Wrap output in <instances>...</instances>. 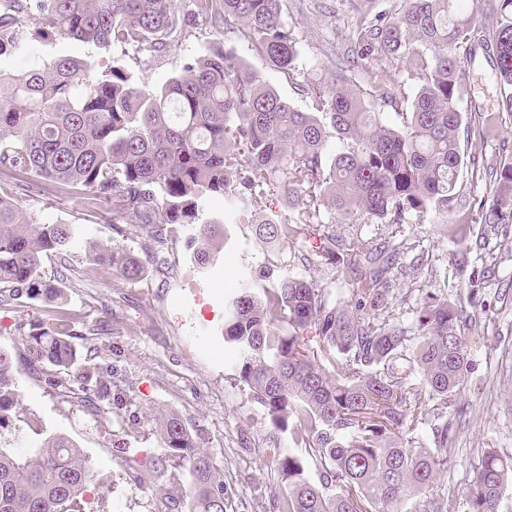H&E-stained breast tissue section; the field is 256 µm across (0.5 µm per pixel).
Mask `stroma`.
I'll return each mask as SVG.
<instances>
[{
	"mask_svg": "<svg viewBox=\"0 0 512 512\" xmlns=\"http://www.w3.org/2000/svg\"><path fill=\"white\" fill-rule=\"evenodd\" d=\"M284 12L298 39L302 69L292 80L267 65L238 29L202 23L178 30L166 49L151 54L44 38L28 23L15 48L0 56V71H22L47 58L89 56L98 71L117 66L133 82L157 88L187 62L220 45L257 70L285 101L304 110L310 103L308 85L327 79L334 52L344 49L333 40L343 20L332 11L310 10L307 0H284ZM462 81L469 91L462 103L465 117L496 109V74L483 57L463 61ZM0 194L15 197L36 223L81 227V237L68 248L78 277L65 290L64 306L85 320L108 325L107 339L122 368L117 383L123 392L111 413L98 418L49 384L45 370H20V410L0 428V447L26 457L46 437L65 434L82 448L95 472L86 492L89 512H152L156 498L177 493L189 482L184 469L159 473L152 466L164 449L151 417L156 410L172 408L223 470L229 512H261L277 480L274 455L291 446L292 439L273 428L239 378L221 333L224 298L241 275L268 263H285L288 274L326 284L327 273L304 261L319 246L318 235L306 233L276 253L256 238L251 221L227 218L230 238L215 267L204 271L192 260L186 246L189 232L180 225L169 226L162 245L130 224L119 235L111 203L87 207L81 194L39 178L21 187L14 173L1 168ZM483 231V225L468 220L453 221L444 231L427 220L362 224L358 240L366 251L389 239L429 253L434 268L429 288L454 302L466 289L467 278L458 273L453 259L467 252ZM90 238L117 241L146 262L147 275L127 281L89 263L85 252ZM49 310V304L27 299L0 310V347L26 353L25 333L47 321ZM473 334L471 370L460 394L472 417L458 430L456 458L441 477L445 486L462 493L472 478L473 459L488 448L512 451V290L496 299Z\"/></svg>",
	"mask_w": 512,
	"mask_h": 512,
	"instance_id": "obj_1",
	"label": "stroma"
}]
</instances>
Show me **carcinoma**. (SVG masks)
<instances>
[{
	"label": "carcinoma",
	"instance_id": "cac0c4a2",
	"mask_svg": "<svg viewBox=\"0 0 512 512\" xmlns=\"http://www.w3.org/2000/svg\"><path fill=\"white\" fill-rule=\"evenodd\" d=\"M342 0L347 53L325 85L310 90L303 111L261 75L221 47L187 64L159 88L135 86L112 67L103 74L90 57H57L28 70L0 74V167L112 200L122 223L135 224L159 244L170 224L193 230L196 259L207 268L215 245L228 240L226 225L200 222L205 208L247 216L261 200L281 193L298 220L258 225L269 248L298 239L319 223L320 210L349 225L338 234L317 230L321 246L309 263L349 285L333 302L329 289L268 267L272 285L254 291L243 277L224 305V343L231 346L241 380L273 427L305 452L276 453L280 481L270 490L273 512H459L455 488L439 487L453 462L452 420L467 414L458 397L466 384L470 337L466 331L486 310V284L500 257L483 250L481 268L468 277L467 312L423 289L413 319L396 322L395 283L426 281L428 260L406 264L407 247L383 244L363 251L358 224H406L430 217L448 230L467 208L478 223L512 238V156L492 163L476 153L486 195L466 200L457 189L464 164L461 53L490 59L499 84V111L512 114V0ZM488 18L491 24L484 25ZM237 24L264 61L292 78L297 41L284 19L282 0H0V55L30 22L38 29L97 49L111 46L156 52L193 22ZM406 64L418 80L405 96L392 70ZM364 70L374 74L360 82ZM395 111L390 120L383 108ZM77 229L36 224L0 195V309L20 298L62 299L76 278L63 259L56 279L40 272L47 252L63 255ZM93 263L126 280L145 273L143 263L118 243L90 245ZM74 316L54 310V322L28 333L30 362L73 371L82 396L112 394V346L93 345L81 359L71 341ZM316 329L319 348L304 343ZM14 353L0 348V428L17 408ZM165 453L154 461L190 477L188 502L168 496L157 512H224L221 470L200 448L176 410L154 415ZM320 472L313 481L310 468ZM465 512H501L512 489V453L490 450L472 468ZM94 479L90 461L64 436L44 440L20 459L0 449V512H85L84 492Z\"/></svg>",
	"mask_w": 512,
	"mask_h": 512
}]
</instances>
